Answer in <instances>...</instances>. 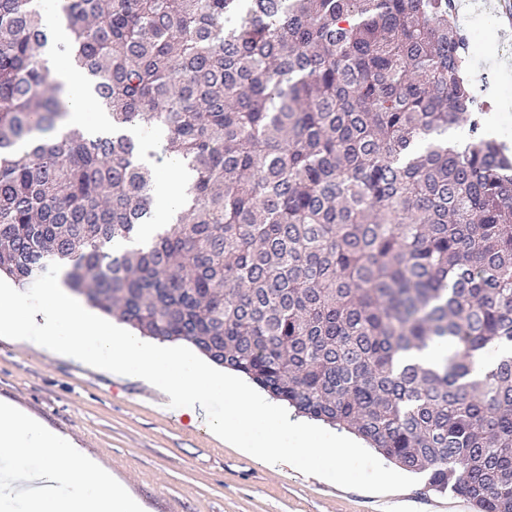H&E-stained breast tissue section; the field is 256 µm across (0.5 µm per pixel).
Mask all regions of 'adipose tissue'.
I'll list each match as a JSON object with an SVG mask.
<instances>
[{"mask_svg":"<svg viewBox=\"0 0 512 512\" xmlns=\"http://www.w3.org/2000/svg\"><path fill=\"white\" fill-rule=\"evenodd\" d=\"M48 66L67 100L62 130L77 127L91 138L111 134L110 116L97 104L86 75L73 65L68 51L54 50ZM166 137L158 127L141 137L147 164L153 167L161 162L166 170L154 184L152 222L156 225L170 223L186 207V189L194 178L181 161L164 158ZM36 450L42 453L40 468H23V461ZM0 457L20 463L10 492L0 494V512H12L17 499L26 502V512H146L139 498L71 438L6 401L0 402Z\"/></svg>","mask_w":512,"mask_h":512,"instance_id":"adipose-tissue-1","label":"adipose tissue"}]
</instances>
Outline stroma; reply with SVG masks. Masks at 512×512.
<instances>
[{
  "instance_id": "1",
  "label": "stroma",
  "mask_w": 512,
  "mask_h": 512,
  "mask_svg": "<svg viewBox=\"0 0 512 512\" xmlns=\"http://www.w3.org/2000/svg\"><path fill=\"white\" fill-rule=\"evenodd\" d=\"M483 62L471 76L478 102L491 107L490 131L512 146V76L494 66L512 63L499 18ZM140 382L71 358L45 356L0 338V402L11 401L41 423L77 441L124 481L149 512H473L466 499L423 484L392 496L338 487L284 464L269 468L215 439L205 416L190 419L149 398Z\"/></svg>"
}]
</instances>
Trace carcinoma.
Listing matches in <instances>:
<instances>
[{
    "label": "carcinoma",
    "instance_id": "1",
    "mask_svg": "<svg viewBox=\"0 0 512 512\" xmlns=\"http://www.w3.org/2000/svg\"><path fill=\"white\" fill-rule=\"evenodd\" d=\"M454 0H64L114 133H57L56 43L0 0V272L53 263L93 305L183 340L476 512H512V158L486 137ZM168 132L197 177L145 244ZM467 128L463 146L448 131ZM454 349L438 364L406 356ZM134 133L142 140L144 161L151 168L156 167L158 159L163 157V147L166 144L167 137L166 131L158 127H152L146 134H143L142 130H136ZM151 153H154L155 155L151 157Z\"/></svg>",
    "mask_w": 512,
    "mask_h": 512
}]
</instances>
